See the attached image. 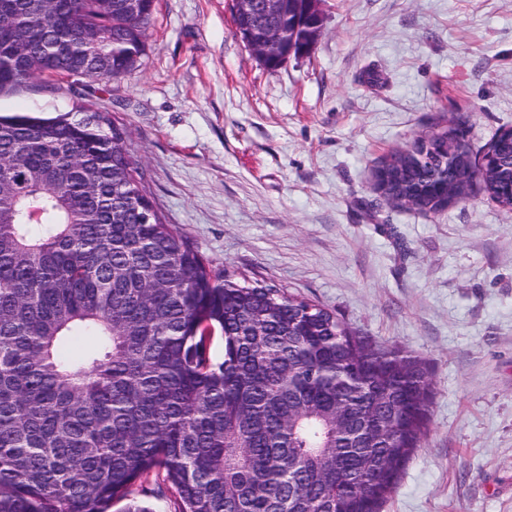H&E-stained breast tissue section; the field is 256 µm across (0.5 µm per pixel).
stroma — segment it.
Wrapping results in <instances>:
<instances>
[{"label":"stroma","mask_w":512,"mask_h":512,"mask_svg":"<svg viewBox=\"0 0 512 512\" xmlns=\"http://www.w3.org/2000/svg\"><path fill=\"white\" fill-rule=\"evenodd\" d=\"M312 52L264 67L230 0H156L136 67L89 101L128 130L158 210L219 271L421 357L431 425L383 512H512V209L387 203L395 149L512 129V0H325ZM69 82L0 113L72 109Z\"/></svg>","instance_id":"stroma-1"}]
</instances>
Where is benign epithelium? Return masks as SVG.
Returning a JSON list of instances; mask_svg holds the SVG:
<instances>
[{
	"instance_id": "1",
	"label": "benign epithelium",
	"mask_w": 512,
	"mask_h": 512,
	"mask_svg": "<svg viewBox=\"0 0 512 512\" xmlns=\"http://www.w3.org/2000/svg\"><path fill=\"white\" fill-rule=\"evenodd\" d=\"M296 0H232L234 14L245 17L250 25L237 28L242 41L254 52L264 66H269V56H278V66H283L291 59L302 58L309 54L323 32L324 15L322 0H305L311 24L306 30L301 26L284 27L279 18L292 10ZM423 152L431 153L437 158L432 166L433 178L442 182L440 196L442 206H448V185L473 184L479 179L483 165L489 157H481L469 165L459 162L466 144L456 134L434 147L431 139L422 141Z\"/></svg>"
}]
</instances>
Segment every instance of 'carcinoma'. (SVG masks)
<instances>
[{
    "instance_id": "1",
    "label": "carcinoma",
    "mask_w": 512,
    "mask_h": 512,
    "mask_svg": "<svg viewBox=\"0 0 512 512\" xmlns=\"http://www.w3.org/2000/svg\"><path fill=\"white\" fill-rule=\"evenodd\" d=\"M154 12L0 0V92L75 77L81 100L0 115V512H154L132 499L152 475L175 512H381L429 431L425 363L217 272L83 103L134 68ZM382 168L403 197L429 182L415 148ZM479 182L512 209V166Z\"/></svg>"
}]
</instances>
